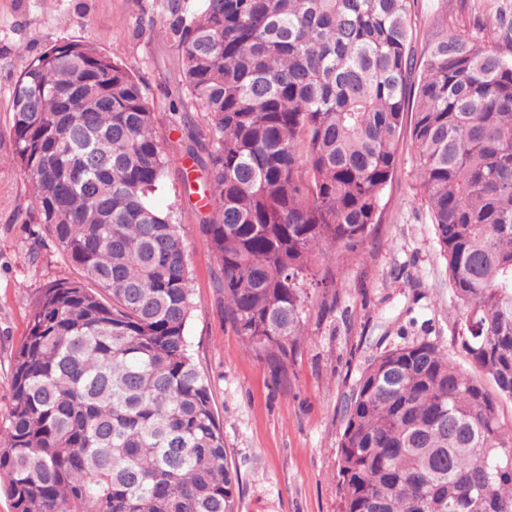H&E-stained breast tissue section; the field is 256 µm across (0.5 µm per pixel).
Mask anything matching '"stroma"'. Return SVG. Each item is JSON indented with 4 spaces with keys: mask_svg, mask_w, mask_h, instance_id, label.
<instances>
[{
    "mask_svg": "<svg viewBox=\"0 0 512 512\" xmlns=\"http://www.w3.org/2000/svg\"><path fill=\"white\" fill-rule=\"evenodd\" d=\"M168 0H0V427L11 408L13 357L27 334L42 288L74 277L44 225L13 161L12 90L23 59L80 41L127 64L155 116L159 138L174 159L154 204L183 224L194 309L186 325L189 353L207 379L224 426L229 466L237 478L238 512H337L338 445L343 409L360 370L384 349L413 340L434 342L462 369L456 344L460 310L416 169L405 113L393 178L363 259L338 251L329 263L336 307L321 312L322 290H308L306 338L283 379L245 351L224 322L218 268L197 217V194L186 192L180 158L183 132L172 111L181 102V56L173 39L153 28L168 16ZM412 47L423 55L439 30L481 47L512 46V0H412Z\"/></svg>",
    "mask_w": 512,
    "mask_h": 512,
    "instance_id": "1",
    "label": "stroma"
}]
</instances>
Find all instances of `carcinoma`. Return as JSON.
I'll list each match as a JSON object with an SVG mask.
<instances>
[{"label": "carcinoma", "instance_id": "obj_1", "mask_svg": "<svg viewBox=\"0 0 512 512\" xmlns=\"http://www.w3.org/2000/svg\"><path fill=\"white\" fill-rule=\"evenodd\" d=\"M169 0L183 182L224 322L276 376L305 336V281L380 219L404 113L461 309L456 342L386 349L340 438L339 512H512V58L448 32L421 60L409 0ZM417 80H412L415 69ZM13 159L33 220L78 271L43 288L12 365L0 489L13 512H237L209 384L188 351L182 225L152 203L172 162L130 70L79 41L24 60Z\"/></svg>", "mask_w": 512, "mask_h": 512}]
</instances>
